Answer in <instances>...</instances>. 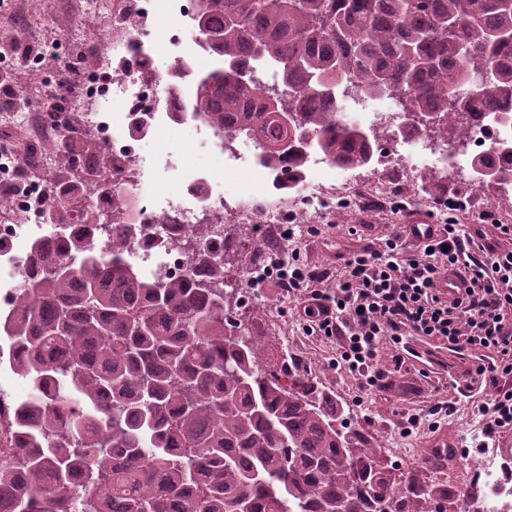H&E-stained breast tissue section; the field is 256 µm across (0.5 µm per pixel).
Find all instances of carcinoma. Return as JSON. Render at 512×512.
Listing matches in <instances>:
<instances>
[{
  "label": "carcinoma",
  "mask_w": 512,
  "mask_h": 512,
  "mask_svg": "<svg viewBox=\"0 0 512 512\" xmlns=\"http://www.w3.org/2000/svg\"><path fill=\"white\" fill-rule=\"evenodd\" d=\"M197 25L221 58L201 82L206 116L247 126L297 172L311 150L371 163L380 129L340 119L365 92L447 146L472 112L512 126L506 0H206ZM493 154L471 177L512 187V136ZM96 230L34 244L33 278L0 316L29 386L4 431L0 512H431L331 395L259 364L229 315L249 252L220 253L193 224L185 250L204 277L149 276L128 251L141 225H112L103 249Z\"/></svg>",
  "instance_id": "carcinoma-1"
}]
</instances>
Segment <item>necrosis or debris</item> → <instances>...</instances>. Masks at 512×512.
Segmentation results:
<instances>
[{
	"mask_svg": "<svg viewBox=\"0 0 512 512\" xmlns=\"http://www.w3.org/2000/svg\"><path fill=\"white\" fill-rule=\"evenodd\" d=\"M204 6V0H84L73 35L97 56V68L74 69L66 57L49 75L41 64L30 65L33 82L46 78L60 82L68 76L79 82L82 95L73 100L69 111L60 113L56 133L92 134L99 139L111 160L100 175L111 182L112 190L105 193L97 184L85 183L67 223L48 224L47 215L55 202L47 177L57 159L48 145L56 133L35 130L33 138L41 146L31 152L21 151L13 140L0 139V263L12 282L11 288L0 293V308L10 309L17 287L31 277L26 256L32 243L56 247L61 236L80 230L90 210L99 217L98 243L111 239L113 225H142L140 236L131 243L132 251L159 259L167 274L179 277L190 271L188 254L180 246L184 225H215L212 245L232 251L239 243L224 234V225L298 224L309 232L315 225L333 223L340 211L355 207L365 189L379 197L396 198L406 207L413 202V189L423 175H440L449 166L443 155L427 171L412 169L404 154L382 141L375 151L381 166L355 171L353 181L335 179L338 165L319 153L311 155L308 174L297 181L287 166H269L262 146L242 154L238 145L249 140L247 129L224 130L196 110L199 82L219 63L217 54L197 33L196 20ZM175 12L185 28L168 38L171 65L193 75L182 83L171 82L169 73L159 72L154 41L146 36L148 19L162 23ZM97 98L111 100V111L89 110V101ZM180 124L193 126L212 162L188 172L179 156L165 155L168 188L162 192L147 171L138 144L146 138L161 141ZM403 180L410 189L401 193L397 186ZM270 182L285 195L287 206L264 204ZM480 455L485 494L475 497L461 492L462 512H512V490L500 477L497 449H482Z\"/></svg>",
	"mask_w": 512,
	"mask_h": 512,
	"instance_id": "necrosis-or-debris-1",
	"label": "necrosis or debris"
}]
</instances>
